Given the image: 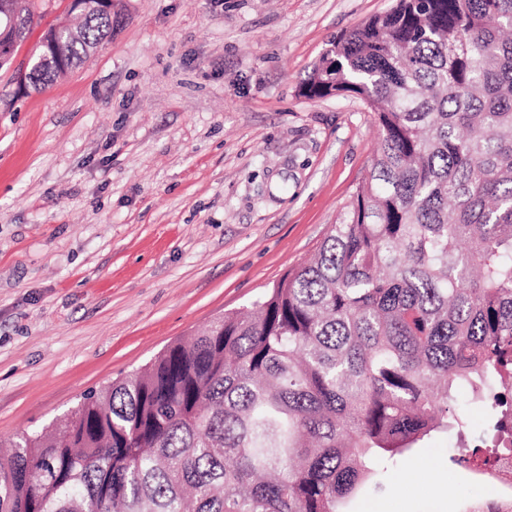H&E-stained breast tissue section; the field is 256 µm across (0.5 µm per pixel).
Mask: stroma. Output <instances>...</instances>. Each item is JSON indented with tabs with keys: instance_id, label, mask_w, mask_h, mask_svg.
Masks as SVG:
<instances>
[{
	"instance_id": "35a3bbf8",
	"label": "stroma",
	"mask_w": 512,
	"mask_h": 512,
	"mask_svg": "<svg viewBox=\"0 0 512 512\" xmlns=\"http://www.w3.org/2000/svg\"><path fill=\"white\" fill-rule=\"evenodd\" d=\"M35 5L0 69V453L318 251L378 129L360 99L300 86L396 0H112L111 40L21 91L14 69L69 18L67 0ZM450 448L435 433L395 457L350 512H459L486 489Z\"/></svg>"
}]
</instances>
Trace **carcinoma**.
<instances>
[{
    "label": "carcinoma",
    "mask_w": 512,
    "mask_h": 512,
    "mask_svg": "<svg viewBox=\"0 0 512 512\" xmlns=\"http://www.w3.org/2000/svg\"><path fill=\"white\" fill-rule=\"evenodd\" d=\"M33 22L0 3V69ZM72 30L70 69L112 13ZM329 54L302 94L364 100L379 142L315 256L17 435L0 512H347L386 461L466 428L461 388L482 404L512 379V0H398Z\"/></svg>",
    "instance_id": "1"
}]
</instances>
